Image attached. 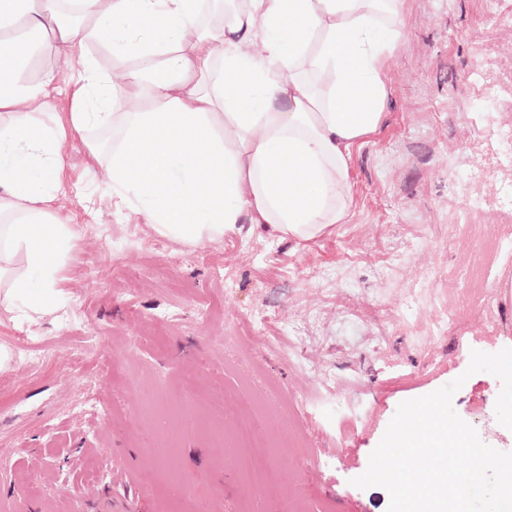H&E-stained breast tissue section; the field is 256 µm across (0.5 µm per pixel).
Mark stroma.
<instances>
[{
    "mask_svg": "<svg viewBox=\"0 0 512 512\" xmlns=\"http://www.w3.org/2000/svg\"><path fill=\"white\" fill-rule=\"evenodd\" d=\"M489 8L405 0L382 120L352 149L350 219L311 242L249 223L196 246L161 237L113 209L104 166L69 142L52 208L79 234L57 306L0 308V345L36 336L54 351L0 371V512H71L76 497L84 512L113 498L134 512H188L197 499L212 512H387L385 489L352 478L401 402L462 374L454 410L512 451L500 380L466 373L472 351L512 347V211L496 201L512 170L475 139L512 124L475 106L479 62L512 98V30L489 27ZM187 374L201 415L220 382L289 414L301 437L263 459L279 473L265 494L205 433L158 463L145 401L179 405Z\"/></svg>",
    "mask_w": 512,
    "mask_h": 512,
    "instance_id": "1",
    "label": "stroma"
}]
</instances>
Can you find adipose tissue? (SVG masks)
Segmentation results:
<instances>
[{"mask_svg":"<svg viewBox=\"0 0 512 512\" xmlns=\"http://www.w3.org/2000/svg\"><path fill=\"white\" fill-rule=\"evenodd\" d=\"M404 2L246 0L206 35L200 0H81L82 24L48 38L57 0H0V306L54 307L76 236L48 205L74 135L106 140L116 207L175 241L213 242L246 219L307 242L347 223L351 149L381 121ZM93 41L146 65L102 72L86 54ZM252 41L260 51H246ZM34 57L46 66L21 81ZM64 71L62 123L33 105ZM312 72L330 85L312 92Z\"/></svg>","mask_w":512,"mask_h":512,"instance_id":"ef3b65f1","label":"adipose tissue"}]
</instances>
